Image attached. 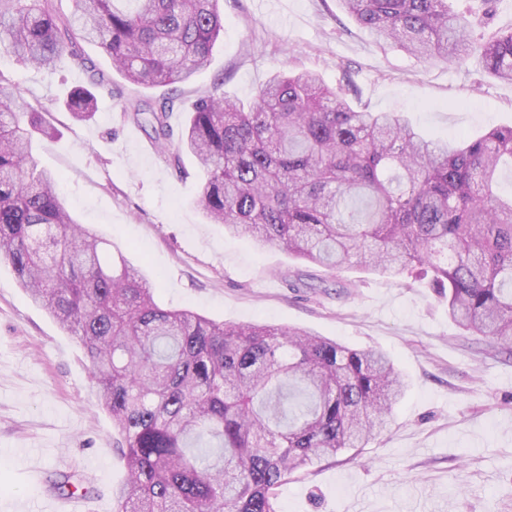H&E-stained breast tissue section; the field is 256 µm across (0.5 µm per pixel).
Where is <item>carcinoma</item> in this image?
I'll use <instances>...</instances> for the list:
<instances>
[{
  "instance_id": "obj_1",
  "label": "carcinoma",
  "mask_w": 512,
  "mask_h": 512,
  "mask_svg": "<svg viewBox=\"0 0 512 512\" xmlns=\"http://www.w3.org/2000/svg\"><path fill=\"white\" fill-rule=\"evenodd\" d=\"M70 2L112 68L146 88L191 80L224 31L220 0ZM341 2L380 42L426 62L476 56L512 81V29L475 36L482 16L472 8ZM0 46L35 69L63 55L87 67L54 0H0ZM355 95L349 82L280 72L246 108L216 84L180 139L201 172L203 216L330 270L427 277L459 328L511 344L512 194L498 184L512 173V126L435 140L401 112L355 109ZM175 103L125 111L165 142ZM95 104L79 88L65 107L88 121ZM53 132L0 73V263L90 358L127 470L117 512H277L294 473L388 427L407 382L385 352L161 307L153 282L113 260L110 240L78 223L56 176L38 168L33 138Z\"/></svg>"
}]
</instances>
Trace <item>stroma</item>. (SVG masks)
I'll use <instances>...</instances> for the list:
<instances>
[{"instance_id":"stroma-1","label":"stroma","mask_w":512,"mask_h":512,"mask_svg":"<svg viewBox=\"0 0 512 512\" xmlns=\"http://www.w3.org/2000/svg\"><path fill=\"white\" fill-rule=\"evenodd\" d=\"M224 36L210 65L189 82L144 89L81 43L93 70L59 58L53 69L0 65L55 133L35 136L40 165L79 223L112 242V255L155 283L164 308L217 322L302 328L354 348L387 352L409 380L388 431L295 473L278 490V512H512V350L469 336L449 320L427 284L353 265L307 263L204 219L195 201L200 173L181 154L173 166L150 127L123 112L170 94L178 145L193 103L223 82L252 103L280 71L307 68L328 84L346 77L355 107L402 112L426 135L479 136L512 124V82L472 58L426 63L376 43L340 0H220ZM105 77L92 85V71ZM92 87L94 117L74 121L63 103ZM117 431L91 381L76 337L33 303L0 266V512H49L44 490L62 476L82 480L93 512H116L125 479Z\"/></svg>"}]
</instances>
